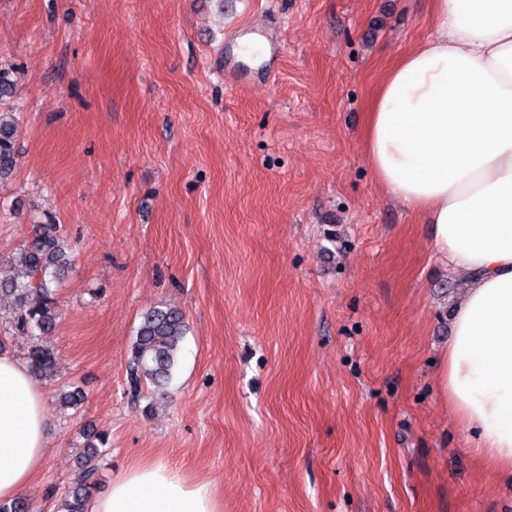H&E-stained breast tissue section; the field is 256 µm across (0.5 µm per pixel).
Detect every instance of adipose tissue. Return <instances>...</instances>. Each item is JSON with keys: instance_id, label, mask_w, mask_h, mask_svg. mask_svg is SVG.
<instances>
[{"instance_id": "obj_1", "label": "adipose tissue", "mask_w": 512, "mask_h": 512, "mask_svg": "<svg viewBox=\"0 0 512 512\" xmlns=\"http://www.w3.org/2000/svg\"><path fill=\"white\" fill-rule=\"evenodd\" d=\"M434 32L398 60L367 113L378 184L427 216L430 247L464 284L438 382L512 478V0H431ZM42 391L0 356V500L22 496L47 455ZM211 485L142 462L90 512H221Z\"/></svg>"}]
</instances>
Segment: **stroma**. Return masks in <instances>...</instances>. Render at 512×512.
Segmentation results:
<instances>
[{"label":"stroma","mask_w":512,"mask_h":512,"mask_svg":"<svg viewBox=\"0 0 512 512\" xmlns=\"http://www.w3.org/2000/svg\"><path fill=\"white\" fill-rule=\"evenodd\" d=\"M433 30L430 0H0L22 118L0 260L49 217L75 249L32 512H57L91 429L99 495L161 462L223 512H512L437 382L463 286L365 154L377 84ZM155 306L188 331L167 397L134 401Z\"/></svg>","instance_id":"1"}]
</instances>
